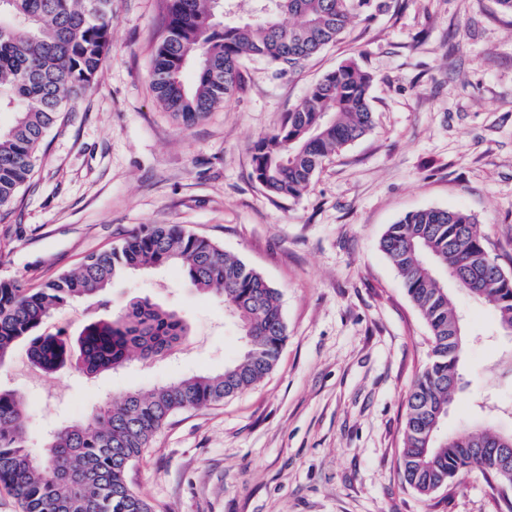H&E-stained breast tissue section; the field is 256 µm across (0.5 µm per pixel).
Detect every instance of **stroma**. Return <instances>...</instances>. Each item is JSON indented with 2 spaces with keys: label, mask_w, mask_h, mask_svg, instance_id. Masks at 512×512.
<instances>
[{
  "label": "stroma",
  "mask_w": 512,
  "mask_h": 512,
  "mask_svg": "<svg viewBox=\"0 0 512 512\" xmlns=\"http://www.w3.org/2000/svg\"><path fill=\"white\" fill-rule=\"evenodd\" d=\"M166 0H112V44L67 125L46 140L36 185L0 224V282L41 287L145 224H177L257 270L280 293L287 340L274 369L223 402L174 413L127 472L156 512H506L471 471L422 502L399 477L406 393L429 327L379 248L388 225L428 208L472 215L512 273V16L496 0H371L338 42L294 71L245 64L223 108L192 125L150 86ZM371 73L374 128L325 163L300 197L273 202L251 176L255 143L346 63ZM472 332L444 428H512V337L456 285ZM148 297L191 334L171 359L45 374L18 346L0 387L29 405L41 453L53 425L130 392L223 371L241 348L222 302L177 268L115 280L104 307L56 309L47 331Z\"/></svg>",
  "instance_id": "stroma-1"
}]
</instances>
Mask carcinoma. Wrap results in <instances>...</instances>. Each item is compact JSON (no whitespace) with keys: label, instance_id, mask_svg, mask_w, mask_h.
Here are the masks:
<instances>
[{"label":"carcinoma","instance_id":"carcinoma-1","mask_svg":"<svg viewBox=\"0 0 512 512\" xmlns=\"http://www.w3.org/2000/svg\"><path fill=\"white\" fill-rule=\"evenodd\" d=\"M167 35L152 62L151 88L189 125L224 105L244 83L248 60L283 71L339 41L370 0H260L256 18L221 21L215 0H167ZM112 42V0H0V222L29 186L42 145L95 79ZM192 68L195 80L185 72ZM370 73L348 63L311 86L278 129L254 146L253 176L272 198H295L323 164L373 127ZM380 248L426 320L432 355L408 392L399 470L427 502L473 469L490 487L512 488V468L494 467L496 433L448 434V395L460 384L467 355L461 317L448 297L454 282L494 314L512 336V275L489 261L474 219L456 209H423L389 225ZM179 267L197 290L224 302L239 320L243 351L224 372L194 375L134 392L84 421L55 429L43 453L28 447V407L0 389V482L22 512H155L127 481L129 466L175 412L221 402L260 382L287 338L280 294L216 242L174 224H151L81 266L27 291L0 282V367L26 343L36 367L72 363L85 374L123 366L135 354L153 360L178 346L187 326L148 298L128 302L110 319L89 323L76 342L42 333L53 310L94 298L112 282L149 267Z\"/></svg>","mask_w":512,"mask_h":512}]
</instances>
